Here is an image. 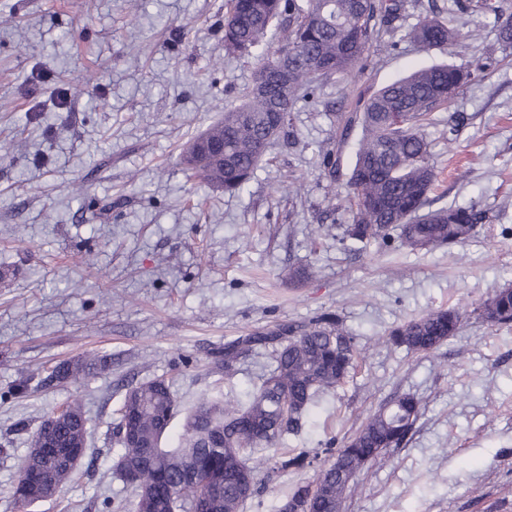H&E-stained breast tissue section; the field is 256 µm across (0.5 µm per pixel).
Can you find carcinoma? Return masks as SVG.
Here are the masks:
<instances>
[{"mask_svg":"<svg viewBox=\"0 0 512 512\" xmlns=\"http://www.w3.org/2000/svg\"><path fill=\"white\" fill-rule=\"evenodd\" d=\"M453 13L482 12L499 24L498 42L512 49V13L508 0H453ZM406 10L405 0H230L224 20V49L257 61L252 84L239 103L224 106V118L195 137L181 154L182 163L197 179L226 192L244 189L270 140L288 134L299 99L326 84L351 76L383 35L396 31ZM283 28L282 44L273 47L275 30ZM462 37L460 26L425 18L408 38L421 51L446 50ZM485 75L454 64L413 70L370 96L354 97L349 109L336 113V147L318 156L331 182L340 180L339 159L354 133H359L355 161L345 182L351 214L336 225V239L361 246L398 243L412 250L463 245L488 219L476 203L432 208L430 194L437 174L424 134L425 121L451 103L471 83ZM211 145L224 146V162ZM472 313L491 326L512 323V288H504ZM469 316L456 308L433 310L392 329L387 342L413 353H429L458 333ZM275 352L274 368L247 395L242 405L202 399L186 415L185 433L177 446L166 441L181 405L164 379L127 388L120 408L119 428L131 426L138 441L116 432L118 459L147 464L138 479L120 478L137 491L135 512H240L247 497L241 490L260 492L263 483L247 464L252 449L274 446L301 431L314 399L332 390L354 369L359 352L336 313L326 312L303 323L257 328L224 343L215 352L224 371L256 348ZM105 371L106 361L66 363L53 378H41L47 389L78 380L92 370ZM420 401L404 395L372 414L360 432L337 451L336 459L320 467L312 483L297 486L288 500L302 499V512H339L349 482L337 477L336 466L352 473L399 447L413 429ZM50 431L79 445L85 454L87 420L79 402L70 404L65 420L46 417L32 433L29 447ZM313 464L305 455L280 456L274 469L286 472ZM72 472L49 457L22 460L11 486L15 506L25 510L71 480Z\"/></svg>","mask_w":512,"mask_h":512,"instance_id":"obj_1","label":"carcinoma"}]
</instances>
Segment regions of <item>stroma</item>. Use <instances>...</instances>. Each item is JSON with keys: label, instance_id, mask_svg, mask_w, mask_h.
<instances>
[{"label": "stroma", "instance_id": "35a3bbf8", "mask_svg": "<svg viewBox=\"0 0 512 512\" xmlns=\"http://www.w3.org/2000/svg\"><path fill=\"white\" fill-rule=\"evenodd\" d=\"M452 0H408L392 37L343 85L300 101L294 135L272 143L243 191L196 179L186 144L247 87L256 62L224 49L226 0H0V512L42 419L80 398L86 456L62 492L30 512H132L113 469L128 384L168 380L183 408L244 400L270 372L268 350L225 372L212 354L258 327L337 313L362 354L320 395L289 455L319 464L381 406L421 402L406 443L351 480L341 512H512V325L469 318L428 354L386 343L438 308L473 309L512 287V64L494 17L461 15L464 40L419 51L408 31ZM448 62L485 73L425 129L437 206L480 203L467 243L414 251L336 240L348 214L318 158L340 97L371 94L409 70ZM63 104H56V97ZM303 178L300 196L290 175ZM95 257L85 266V253ZM110 371L38 388L47 368L84 358ZM266 476L241 512H276L308 466Z\"/></svg>", "mask_w": 512, "mask_h": 512}]
</instances>
